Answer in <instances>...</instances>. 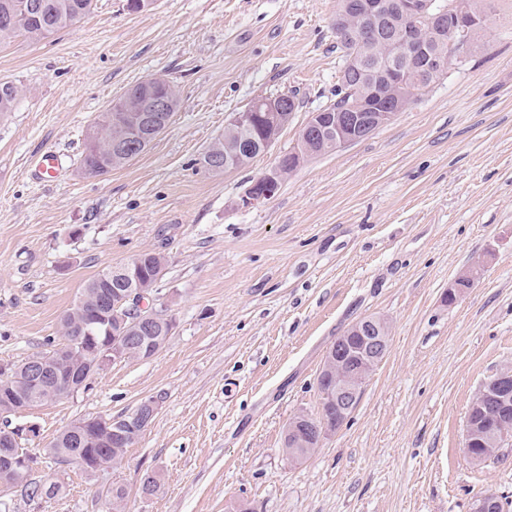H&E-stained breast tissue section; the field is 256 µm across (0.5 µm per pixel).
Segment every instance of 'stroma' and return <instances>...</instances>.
<instances>
[{
	"label": "stroma",
	"mask_w": 512,
	"mask_h": 512,
	"mask_svg": "<svg viewBox=\"0 0 512 512\" xmlns=\"http://www.w3.org/2000/svg\"><path fill=\"white\" fill-rule=\"evenodd\" d=\"M91 14L46 39L0 44V363L61 343L85 284L138 254L165 255V347L111 365L90 390L12 415L41 483L36 501L0 491V512H470L512 500V456L478 464L464 446L479 386L512 365V0H493L485 50L453 65L370 137L302 164L276 195L235 202L329 105L340 57L337 0H157ZM181 104L138 156L80 173L86 130L141 80ZM299 107L250 166L205 173L202 153L260 95ZM61 153L54 182L29 175ZM481 271L455 303L446 296ZM387 319L388 352L356 409L306 458L282 450L296 415H318L317 377L337 336ZM158 412L123 458L94 475L45 452L83 418ZM162 490L143 497L145 476Z\"/></svg>",
	"instance_id": "1"
}]
</instances>
